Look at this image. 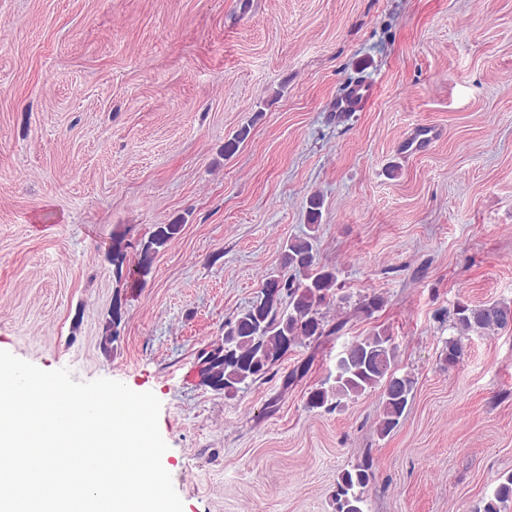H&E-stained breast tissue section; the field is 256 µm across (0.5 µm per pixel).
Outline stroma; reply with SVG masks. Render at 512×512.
Listing matches in <instances>:
<instances>
[{
  "mask_svg": "<svg viewBox=\"0 0 512 512\" xmlns=\"http://www.w3.org/2000/svg\"><path fill=\"white\" fill-rule=\"evenodd\" d=\"M354 83L372 100L337 111ZM157 224L181 230L143 277ZM308 235L344 328L212 390L199 352ZM460 301L512 303V0H0V350L153 392L183 512H334L368 459L363 512H478L512 472V329L443 369ZM383 330L414 379L398 426L377 389L307 409ZM373 479L374 471L370 461L344 469L338 476L333 494L335 512H363V494Z\"/></svg>",
  "mask_w": 512,
  "mask_h": 512,
  "instance_id": "1",
  "label": "stroma"
}]
</instances>
